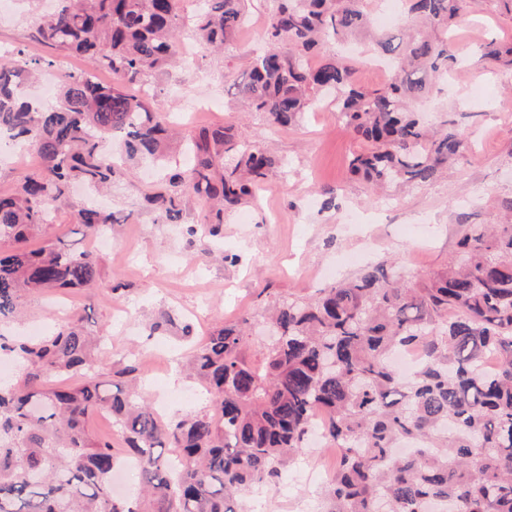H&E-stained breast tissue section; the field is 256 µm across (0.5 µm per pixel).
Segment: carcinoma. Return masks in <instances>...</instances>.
<instances>
[{
	"label": "carcinoma",
	"instance_id": "obj_1",
	"mask_svg": "<svg viewBox=\"0 0 512 512\" xmlns=\"http://www.w3.org/2000/svg\"><path fill=\"white\" fill-rule=\"evenodd\" d=\"M247 2L200 0L186 14L179 0H59L36 40L107 66L120 82L65 75L51 107L17 90L51 62L19 49L0 63V129L42 161L0 195V238L14 243L0 254V325L20 316L26 291L98 280L92 253L26 243L68 202L73 183L98 190L119 174L102 150L106 138L119 135L130 155L165 161L172 133L156 108L158 91L144 90L149 74L179 58L185 29L206 49L232 40L247 22ZM276 2L266 49L237 81L248 111L290 126L311 98L336 92V111L364 144L350 172L374 188L425 184L459 159L462 127L448 119L432 128L409 103L456 69L449 43L466 0H402L426 31L374 40L376 59L400 63L379 89L357 84L349 62L305 61L320 41L366 28L365 0ZM483 57L511 67L512 42L487 43ZM233 138L222 126L186 137L190 161L165 171L163 191L150 199L163 222L180 218L188 195L211 205L214 225L224 207L253 196L275 161L255 146L235 148ZM226 148L237 150V163L219 174ZM507 210L499 224L469 225L457 258L417 282L377 265L310 301H278L256 359L244 353L243 327L214 330L189 361L206 405L173 420L138 400L126 380L137 361L112 363L105 337L88 334L84 318L33 340L0 333V355L20 376L0 385V512H244L245 495L306 448L318 414L339 450L320 512H512V203ZM76 222L91 235L114 224L112 213L88 206ZM414 347L421 363L403 373L393 356ZM65 375L78 380L46 385ZM105 412L138 461L136 496L113 494L119 459L86 427ZM164 448L177 449L179 463Z\"/></svg>",
	"mask_w": 512,
	"mask_h": 512
}]
</instances>
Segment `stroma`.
<instances>
[{
  "mask_svg": "<svg viewBox=\"0 0 512 512\" xmlns=\"http://www.w3.org/2000/svg\"><path fill=\"white\" fill-rule=\"evenodd\" d=\"M273 0H251L249 20L220 52L196 48L168 72L149 76L158 87L166 120L184 134L231 128L236 146L256 145L278 159L282 173L242 204L225 210L217 235L189 237L184 225L203 224L209 210L190 196L180 223L164 224L148 196L159 189L155 168L127 160L120 141L105 143L123 169L103 194L112 212L111 249L97 252L101 277L93 296L55 289L24 295L25 324L55 330L73 314L88 328L108 336L113 359L156 344L168 350L170 366L153 363L150 405L165 403L169 416L205 405V395L189 401L196 380L180 370L194 342L208 330L248 322V357L260 349L262 323L284 298L309 299L319 289L355 277L369 263L394 265L412 281L443 269L457 251L465 224H492L512 201V70L478 59L491 40H512V14L501 0H469L456 22L452 44L466 58L451 80L435 82L431 121L451 115L466 130L463 155L448 174L422 186L372 191L354 180L349 161L361 143L344 126L331 100L314 101L294 126H272L264 114L244 111L232 79L265 47L264 32ZM45 0H0V50L17 48L53 62L70 74L88 62L41 46L32 39L36 19L49 13ZM53 212L30 242L86 250L91 238L76 224L83 199ZM333 200L324 208L325 200ZM224 260H216V253ZM172 325L152 331L160 313ZM207 319L183 337L193 314ZM329 448H309L274 486L247 494L248 512H319L322 492L336 470Z\"/></svg>",
  "mask_w": 512,
  "mask_h": 512,
  "instance_id": "stroma-1",
  "label": "stroma"
}]
</instances>
